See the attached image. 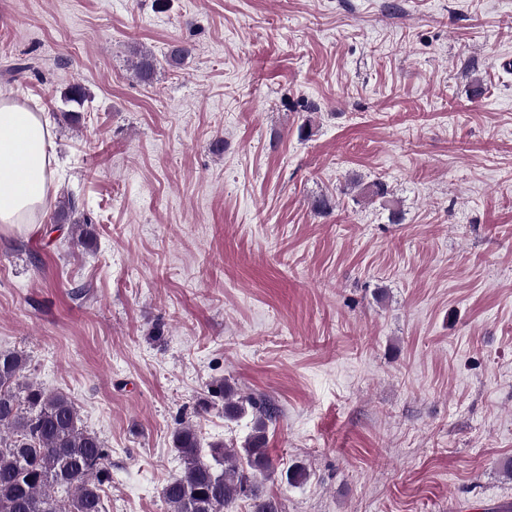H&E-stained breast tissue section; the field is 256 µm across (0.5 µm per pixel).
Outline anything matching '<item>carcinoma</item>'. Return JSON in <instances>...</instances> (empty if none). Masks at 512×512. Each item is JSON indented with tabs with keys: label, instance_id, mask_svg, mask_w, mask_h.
Returning a JSON list of instances; mask_svg holds the SVG:
<instances>
[{
	"label": "carcinoma",
	"instance_id": "obj_1",
	"mask_svg": "<svg viewBox=\"0 0 512 512\" xmlns=\"http://www.w3.org/2000/svg\"><path fill=\"white\" fill-rule=\"evenodd\" d=\"M136 56V78L147 83L155 59L142 50ZM86 99L80 83L61 93L71 117ZM27 368L24 352L0 351V512H105L111 449L81 425L67 393L42 387ZM223 398L228 421L253 410L252 432L241 448L220 442L204 448L194 427L180 424L172 444L182 470L163 490L169 512H232L240 500L248 502L250 512H282L279 500L263 487L275 472L267 429L278 408L267 399L240 395L229 383Z\"/></svg>",
	"mask_w": 512,
	"mask_h": 512
}]
</instances>
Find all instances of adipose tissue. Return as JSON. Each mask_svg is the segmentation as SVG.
I'll list each match as a JSON object with an SVG mask.
<instances>
[{"mask_svg": "<svg viewBox=\"0 0 512 512\" xmlns=\"http://www.w3.org/2000/svg\"><path fill=\"white\" fill-rule=\"evenodd\" d=\"M52 133L40 113L0 94V230L28 226L51 198Z\"/></svg>", "mask_w": 512, "mask_h": 512, "instance_id": "1", "label": "adipose tissue"}]
</instances>
